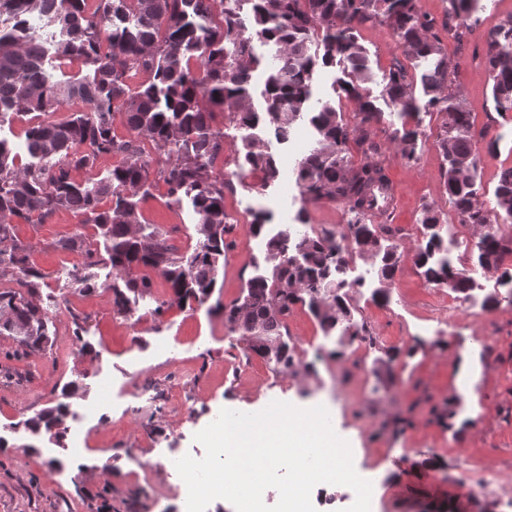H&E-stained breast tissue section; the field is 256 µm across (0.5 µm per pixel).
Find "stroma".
<instances>
[{
    "instance_id": "obj_1",
    "label": "stroma",
    "mask_w": 512,
    "mask_h": 512,
    "mask_svg": "<svg viewBox=\"0 0 512 512\" xmlns=\"http://www.w3.org/2000/svg\"><path fill=\"white\" fill-rule=\"evenodd\" d=\"M512 18V0H479L475 28L464 40L444 36L452 63L451 79L474 118L479 155V200L490 204L501 169L512 167V112L495 113L484 61L485 36ZM358 40L370 60L367 87L382 115L377 126L387 139L402 121L386 105L382 78L401 58L396 38L383 25L364 26ZM341 66L320 69L312 84L313 100L331 101L351 116L355 101L340 88ZM414 159L388 146L385 165L395 203L392 223L398 230L401 260L391 282L380 283L378 263L354 258L355 275L366 278L354 294L355 318L366 324V341L339 344L324 336L307 306L296 305L288 334L301 358L314 362L312 373H278L257 355L246 354L239 334L224 323L222 308L241 296L247 279L265 274L262 244L247 230L254 210L269 212L270 231L294 226L300 208L293 169L302 142L313 131L300 122L296 138L266 143L278 159L279 179L262 187V175L241 169L242 133L224 126V209L230 217V247L211 296L201 304L171 303L155 315L157 301L170 291L159 273L153 288L131 316L112 310L110 293L89 295L67 287V275L79 260L58 248V240L83 231L96 241L97 229L83 215L62 210L44 224H20L17 236L33 243V262L48 276L60 309L55 317L57 342L52 351L23 360H6L14 347L0 336V367L10 366L19 380L0 376V512H181L185 487L178 473L164 470L168 457L199 458L205 453L194 435L213 422L221 409L245 413L272 401L300 408L325 406L335 433L351 446L356 472L372 484L371 512H435L438 492L454 486L487 512H512V303L483 305L496 287L495 275L479 278L469 299L429 283L415 263L422 240L424 205H438L442 234L453 258L469 262L472 233L460 226L443 187V157L437 146L442 117H421ZM141 208L146 223L166 231L179 254L197 246V217L190 206H172L164 187ZM85 317L86 331L75 338L72 315ZM88 343L91 354L79 347ZM341 357H331V350ZM399 356L391 368L388 351ZM475 357L481 367L473 384L477 405L458 402L455 363ZM77 380L78 395L65 399L63 385ZM67 401L85 410L75 437L33 435L20 420ZM456 416H449V409ZM497 471L487 489L460 478L463 464Z\"/></svg>"
}]
</instances>
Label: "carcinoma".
<instances>
[{
    "label": "carcinoma",
    "mask_w": 512,
    "mask_h": 512,
    "mask_svg": "<svg viewBox=\"0 0 512 512\" xmlns=\"http://www.w3.org/2000/svg\"><path fill=\"white\" fill-rule=\"evenodd\" d=\"M477 2L449 0L448 19L456 24L448 25V34L461 40L471 32ZM33 15L42 21L37 30L29 26ZM366 24L389 27L407 59L427 62L417 77L394 65L384 75L383 95L401 118L442 116L438 146L448 204L458 224L487 228L474 244L473 268L453 269L440 210L425 206L417 266L428 282L465 299L480 270L498 271L497 283L511 285L512 271L504 264L512 256V167L500 171L494 205L479 203L472 115L452 87L437 23L420 11L418 0H99L92 12L85 0H0V123L43 115L25 130L26 159L0 138V336L15 342L10 358L43 354L56 342L49 323L58 303L43 295L47 275L31 260L33 245L15 233L21 221L43 224L61 210L85 215L102 247L86 243L81 233L58 242L82 257L69 283L86 294L111 292L118 315L130 314L133 300L153 288L139 274L143 268L158 272L180 304L201 303L212 294L229 249L227 183L214 171L224 157V133L214 124L224 115L239 129L262 125L280 142L290 139L297 121L308 119L316 139L294 169L302 200L297 221L309 225L310 203L339 201L353 214L341 234L349 240L346 250L332 231L285 230L266 238L271 275L247 280L242 296L224 306L225 323L247 350L293 374L314 371L288 336V315L299 303L324 335L365 340L366 328L354 316V284L344 278L348 259L378 260L379 280L389 282L400 258L398 229L385 201L391 187L385 143L375 131L381 111L364 87L368 60L355 35ZM250 30L277 45L279 59L264 64L250 44ZM51 47L87 73L52 79L45 68ZM336 62L344 65L342 89L357 103L351 122L331 102H311L314 74ZM485 64L495 111L512 112V18L487 36ZM264 67V107L258 111L251 106L252 77ZM140 73L147 79L133 91L128 82ZM418 85L423 102L416 97ZM75 101L88 111L52 118ZM116 114L126 137L113 131ZM419 136V124L404 123L389 141L411 159ZM351 142L364 157L357 166L348 157ZM243 149L244 165L262 173L263 185L275 182L280 170L265 141L248 136ZM105 156L120 157L106 176L74 177ZM158 184L171 203L186 202L198 216L200 238L188 257L168 243L167 233L139 219L138 204ZM106 200L111 206L104 209ZM375 215L385 223H372ZM101 269L107 270L103 281ZM67 413L59 403L20 425L60 438Z\"/></svg>",
    "instance_id": "obj_1"
}]
</instances>
